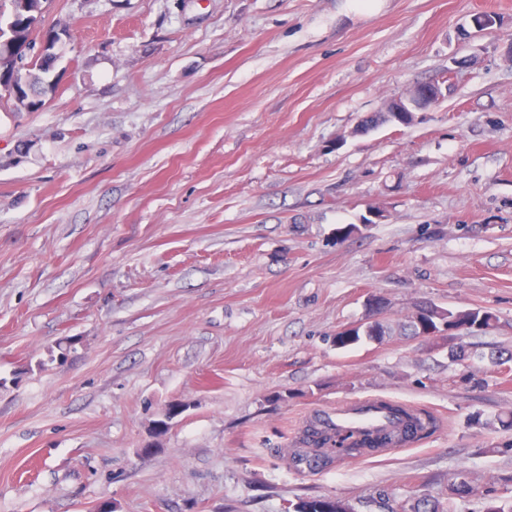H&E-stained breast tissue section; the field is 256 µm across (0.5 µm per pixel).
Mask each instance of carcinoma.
<instances>
[{"instance_id": "cac0c4a2", "label": "carcinoma", "mask_w": 512, "mask_h": 512, "mask_svg": "<svg viewBox=\"0 0 512 512\" xmlns=\"http://www.w3.org/2000/svg\"><path fill=\"white\" fill-rule=\"evenodd\" d=\"M28 15L30 6L21 5V0H0V30L21 23ZM51 78L52 74L44 68L40 58L32 53L27 54L22 59L21 68L0 70V99H12V86L16 83L30 86L43 98L55 87ZM495 326V316L485 309L444 308L433 303L417 306L408 320V328L413 336L418 335L422 327L436 332L444 329L457 334H474ZM381 408L398 420V430L352 434L331 427L318 418L308 423L302 431L304 447L289 455L290 465L297 471L315 470L335 461L359 456L366 449L375 452L397 442L419 441L435 431L433 417L420 408L393 402L384 403ZM471 496L470 483L462 477L448 484V494L441 500L428 495L415 499L411 504L401 501L391 508V512H464L463 507ZM295 512H353V508L343 500L310 497L300 500ZM481 512H512V505H506L498 495V489L492 486L483 497Z\"/></svg>"}]
</instances>
